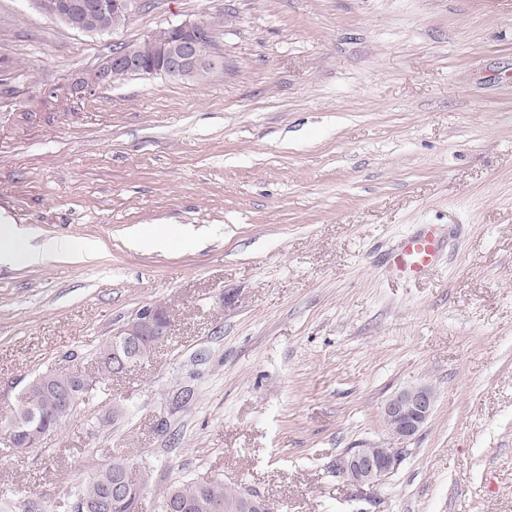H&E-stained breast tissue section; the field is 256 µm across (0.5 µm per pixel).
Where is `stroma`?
Wrapping results in <instances>:
<instances>
[{"mask_svg":"<svg viewBox=\"0 0 512 512\" xmlns=\"http://www.w3.org/2000/svg\"><path fill=\"white\" fill-rule=\"evenodd\" d=\"M218 13L207 83L73 93L115 44ZM0 210L103 247L0 267V512H57L116 458L150 474L139 512L182 479L276 512H512V0H135L106 35L0 0ZM426 224L446 253L401 279ZM146 306L169 320L150 359L15 451L26 382L95 373ZM422 383L433 415L396 441L381 407ZM396 446L377 486L336 472Z\"/></svg>","mask_w":512,"mask_h":512,"instance_id":"obj_1","label":"stroma"}]
</instances>
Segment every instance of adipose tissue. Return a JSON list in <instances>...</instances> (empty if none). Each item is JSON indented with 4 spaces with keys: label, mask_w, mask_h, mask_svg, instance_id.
<instances>
[{
    "label": "adipose tissue",
    "mask_w": 512,
    "mask_h": 512,
    "mask_svg": "<svg viewBox=\"0 0 512 512\" xmlns=\"http://www.w3.org/2000/svg\"><path fill=\"white\" fill-rule=\"evenodd\" d=\"M100 253L94 241L55 237L32 243L29 233L0 211V266L42 267L65 258L94 259Z\"/></svg>",
    "instance_id": "1"
}]
</instances>
